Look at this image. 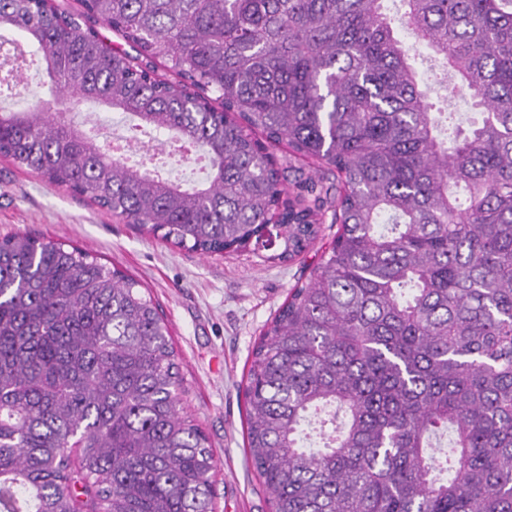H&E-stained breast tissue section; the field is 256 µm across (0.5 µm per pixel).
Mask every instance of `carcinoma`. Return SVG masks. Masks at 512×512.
<instances>
[{"instance_id":"carcinoma-1","label":"carcinoma","mask_w":512,"mask_h":512,"mask_svg":"<svg viewBox=\"0 0 512 512\" xmlns=\"http://www.w3.org/2000/svg\"><path fill=\"white\" fill-rule=\"evenodd\" d=\"M385 2L0 0L55 89L0 109V156L204 255L292 260L332 213L245 388L272 512H512V0H399L397 19ZM100 23L131 51L105 53ZM404 31L473 116L430 102ZM73 96L204 149L206 180L115 157L68 119ZM163 330L88 252L0 240V512H215Z\"/></svg>"}]
</instances>
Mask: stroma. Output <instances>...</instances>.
<instances>
[{"mask_svg":"<svg viewBox=\"0 0 512 512\" xmlns=\"http://www.w3.org/2000/svg\"><path fill=\"white\" fill-rule=\"evenodd\" d=\"M325 223L307 251L284 263L250 250L204 256L141 233L64 187L0 157V239L18 232L75 245L137 279L159 306L178 353L185 411L218 461V512H271L250 468L243 386L262 331L333 241Z\"/></svg>","mask_w":512,"mask_h":512,"instance_id":"1","label":"stroma"}]
</instances>
